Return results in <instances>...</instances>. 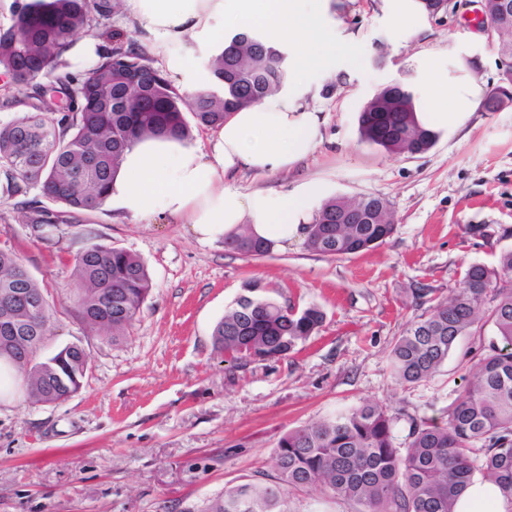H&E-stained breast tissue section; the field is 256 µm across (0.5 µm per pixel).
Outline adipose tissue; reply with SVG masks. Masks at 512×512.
<instances>
[{"instance_id":"ef3b65f1","label":"adipose tissue","mask_w":512,"mask_h":512,"mask_svg":"<svg viewBox=\"0 0 512 512\" xmlns=\"http://www.w3.org/2000/svg\"><path fill=\"white\" fill-rule=\"evenodd\" d=\"M138 27L153 36L158 66L173 81L195 92L199 83L185 81L184 60L170 46L209 35L215 22L244 30L260 24L270 38L296 48L293 90L265 98L234 112L217 131L211 152L167 138H153L127 151L108 200L133 218L156 216L186 219L199 240H222L244 220L253 232L285 247L300 242L309 223L305 196L258 190L245 194L229 185L238 172L263 176L289 172L311 156L322 140L323 121L304 111L300 99L311 75L331 69L339 53L357 56L327 21L329 0H125ZM424 79V107L415 115L426 128L457 129L476 112L483 87L445 73L428 54L417 61ZM500 487L476 480L458 499L455 512H506Z\"/></svg>"}]
</instances>
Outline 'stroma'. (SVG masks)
Instances as JSON below:
<instances>
[{
    "label": "stroma",
    "instance_id": "obj_1",
    "mask_svg": "<svg viewBox=\"0 0 512 512\" xmlns=\"http://www.w3.org/2000/svg\"><path fill=\"white\" fill-rule=\"evenodd\" d=\"M481 12L482 0H452L448 11L418 13L416 31L400 22L393 0H331L329 22L360 53L315 74L301 101L323 114L322 142L294 171L244 172L233 182L245 193L306 191L312 213L332 197L385 198L397 227L369 251L323 256L298 242L245 257L199 241L185 220L137 221L108 206L38 229L0 192V243L54 303L43 355L78 343L90 364L62 404L32 405L19 390L0 400V512H205L227 487L270 480L273 450L292 429L379 404L395 417L400 448L412 420L447 411L492 325L460 337L440 370L417 384L395 381L389 353L424 312L412 288L425 285L431 301L441 300L470 264L494 268L512 250V106L478 110L415 155L364 142L359 116L384 86L419 90L422 53L493 89L501 59L475 24ZM91 237L136 254L152 277L117 343L90 331L69 298L74 258ZM251 288L283 304L320 306L323 327L288 357L231 367L213 350V328Z\"/></svg>",
    "mask_w": 512,
    "mask_h": 512
}]
</instances>
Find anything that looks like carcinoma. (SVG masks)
<instances>
[{
  "instance_id": "cac0c4a2",
  "label": "carcinoma",
  "mask_w": 512,
  "mask_h": 512,
  "mask_svg": "<svg viewBox=\"0 0 512 512\" xmlns=\"http://www.w3.org/2000/svg\"><path fill=\"white\" fill-rule=\"evenodd\" d=\"M114 7L112 0H28L9 26L0 27V73L8 76L12 103L25 107L0 125V188L19 198L27 224H72L101 210L126 149L136 142L171 137L186 143L192 127L219 128L232 112L280 92L288 80L287 56L257 30L225 38L209 58L213 90L182 91L131 39L99 48L98 60L82 77L67 71L66 55L76 38L101 30ZM484 12L496 25L500 57L512 60V0H484ZM47 74L48 90L38 82ZM129 77L138 82V93L124 106ZM414 114L413 93L398 83L386 86L361 112V137L391 154L424 153L437 132L421 127ZM34 189L58 208L30 196ZM356 205L363 217L351 224ZM394 231L382 197H334L315 212L304 245L319 255H354L383 244ZM224 247L249 257L275 249L248 224L224 236ZM74 277L70 298L87 326L114 342L123 339L152 289L145 262L92 241L76 255ZM489 294L494 306L485 312ZM5 304L13 308L25 340L10 352L1 350L0 362L17 372L30 403L65 402L90 370L84 349L72 343L41 356L51 305L16 252L1 246L0 308ZM484 317L495 339L477 359L473 379L448 408L445 422H414L400 450L394 445V416L385 407L367 403L340 411L279 439L273 482L226 488L206 512H288L290 493L300 489L352 502L361 506L358 512H454L477 473L512 501V250L500 254L496 269L470 265L458 291L412 320L391 350L390 371L401 384L432 377L458 339ZM324 322L316 305H282L250 288L215 325L213 349L235 366L282 359Z\"/></svg>"
}]
</instances>
